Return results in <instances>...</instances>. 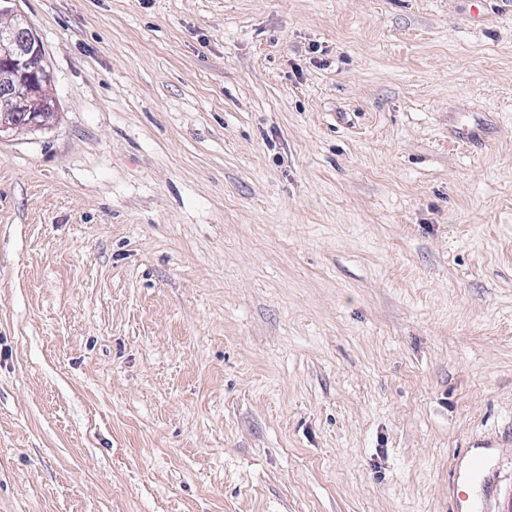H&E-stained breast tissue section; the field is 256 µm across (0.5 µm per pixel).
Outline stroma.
Returning <instances> with one entry per match:
<instances>
[{
  "mask_svg": "<svg viewBox=\"0 0 512 512\" xmlns=\"http://www.w3.org/2000/svg\"><path fill=\"white\" fill-rule=\"evenodd\" d=\"M0 512H512V0H19ZM16 2H0V20L10 19L0 22V138L42 129L57 113L41 41L17 13Z\"/></svg>",
  "mask_w": 512,
  "mask_h": 512,
  "instance_id": "1",
  "label": "stroma"
}]
</instances>
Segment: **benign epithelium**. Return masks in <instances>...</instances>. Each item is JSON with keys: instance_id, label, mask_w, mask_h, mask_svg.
<instances>
[{"instance_id": "1", "label": "benign epithelium", "mask_w": 512, "mask_h": 512, "mask_svg": "<svg viewBox=\"0 0 512 512\" xmlns=\"http://www.w3.org/2000/svg\"><path fill=\"white\" fill-rule=\"evenodd\" d=\"M16 0H0V137L36 131L56 114L52 76L42 44L17 13Z\"/></svg>"}]
</instances>
